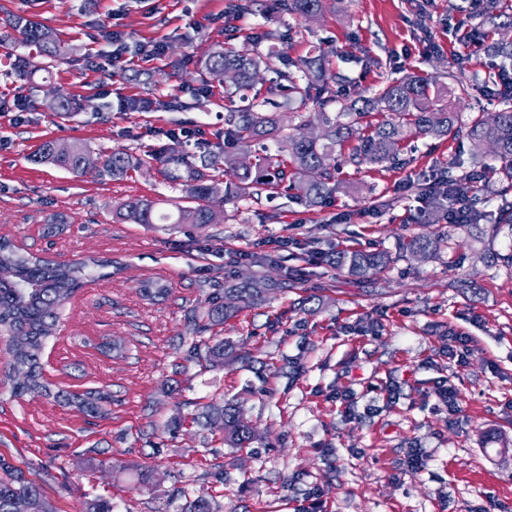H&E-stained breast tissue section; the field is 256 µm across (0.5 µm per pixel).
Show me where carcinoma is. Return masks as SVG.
<instances>
[{
  "mask_svg": "<svg viewBox=\"0 0 512 512\" xmlns=\"http://www.w3.org/2000/svg\"><path fill=\"white\" fill-rule=\"evenodd\" d=\"M280 8L290 15L310 19L325 8L326 0H278ZM486 14L500 30H512V7L503 0H487ZM13 29L22 37V42L36 47L42 53L55 56L63 54L56 46L51 30L36 22H14ZM487 52L504 61H512V39H496L487 45ZM280 57L275 48L265 54H250L223 47L211 53L206 61L210 71L229 70L233 79L225 84V98L233 102L234 95L244 91L252 93L247 108L229 110L225 118L224 135L245 151L256 141L272 142L279 153L288 155L294 167L293 178L278 168L272 169L271 158L256 163L250 168L238 165V154L226 153L224 170L233 172L235 181L225 184L220 196L213 191L216 180L208 174L214 156L202 151L187 154L181 148H171L169 160L186 168V177L181 183L187 205L176 207L174 212L158 211V203L146 198H129L115 209V218L130 224H214L221 218V206L228 196L249 197L264 188H277L289 181L286 189L295 191L296 198L310 208L321 206L336 193V166L331 164L336 145L351 137L356 125L373 112H385L381 121L366 124L369 132L358 137L348 161L355 165H396L400 162L397 150L400 143L413 135L443 138L448 135L465 137L471 145V154L481 161L485 149L490 147L500 162L498 185L493 197L498 201L494 211L472 210L468 223L512 224V93L500 96V109L490 118L480 115L467 123L458 120L456 112L444 104V88L429 77L408 76L388 84L381 93L372 98L346 101L336 95L330 84L341 87L345 78L339 73H328L326 54H317L291 63L292 71L276 70L278 77L287 84L278 83L262 91L256 88V74L270 67L271 61ZM279 91L288 96L310 98L315 103L314 119L324 128L323 139L315 140L299 126L292 132H284L275 112L265 107H279L271 96ZM89 149L81 143L73 144L72 152L59 155L53 151V142L43 144L39 159L59 165L76 174H84L82 157ZM143 160L129 153H113L105 156L102 166L95 171L98 178L110 177L120 180L128 172L140 167ZM424 191L432 196L433 210L429 223H440L445 202L452 195L458 199L470 198L476 188L473 175L444 176L439 181L422 175ZM389 262L381 252L361 250L339 251L333 263L349 272L363 275L375 271ZM86 263L50 264L31 254L13 249L0 241V327L7 332L13 369L23 372L24 377L14 386V395L45 388L41 382L40 353L46 338L52 333L57 320V309L69 299L85 277ZM242 301H250L261 295V289L251 283L235 288H226L224 293H212L204 317L208 326H217L237 311L234 305L221 302L222 295ZM189 357L209 366L224 364V342L210 344L207 340L191 342ZM78 407L92 415L107 414L108 397L102 394L73 396ZM215 413L224 419V441L240 448L251 438V432L243 422L235 406L206 405L202 416ZM25 503L26 512H54L39 488L29 481L23 472L9 460L0 456V512H19L18 505Z\"/></svg>",
  "mask_w": 512,
  "mask_h": 512,
  "instance_id": "carcinoma-1",
  "label": "carcinoma"
}]
</instances>
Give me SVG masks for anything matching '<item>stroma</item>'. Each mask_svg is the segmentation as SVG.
<instances>
[{
	"mask_svg": "<svg viewBox=\"0 0 512 512\" xmlns=\"http://www.w3.org/2000/svg\"><path fill=\"white\" fill-rule=\"evenodd\" d=\"M230 2L0 0V96L31 105L0 112V238L55 262H112L59 308L41 354L46 391L13 395L0 338V455L56 512L94 499L114 512H180L199 496L218 512H309L317 492L323 512H512V267L501 260L512 224L422 221L419 173L474 170L465 139L409 138L395 166L353 165L344 142L340 188L314 209L267 190L225 199L215 224L112 219L129 198L178 201L185 168L170 162L162 130L201 131L219 158L232 150L224 85L205 69L222 46L274 44L292 62L322 46L349 98L408 74L460 79L470 93L451 104L460 121L476 104L494 115L499 68L460 38L476 16L470 0H328L307 20L270 0L245 14ZM19 17L52 29L68 58L25 46L9 25ZM104 26L125 37L121 63ZM152 41L164 54L149 61L139 46ZM58 97L78 111L51 109ZM133 97L153 110H129ZM47 140L143 164L120 180L78 175L35 161ZM57 212L63 232L45 235ZM417 235L435 240L434 257L407 252ZM346 249L390 261L357 276L307 260ZM152 280L166 296H143ZM244 281L272 288L213 328L232 357L215 368L188 359L208 294ZM444 384L460 414L441 403ZM95 390L111 398L105 416L65 402ZM225 401L253 431L245 447L201 415ZM413 448L430 453L427 469L408 468Z\"/></svg>",
	"mask_w": 512,
	"mask_h": 512,
	"instance_id": "stroma-1",
	"label": "stroma"
}]
</instances>
